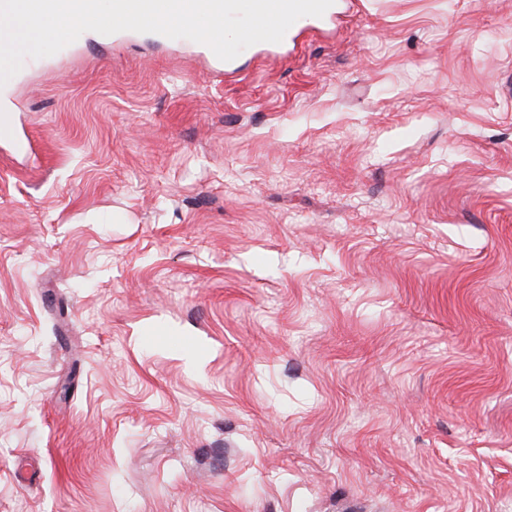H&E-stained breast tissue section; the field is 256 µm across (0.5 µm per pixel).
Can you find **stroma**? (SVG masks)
<instances>
[{
  "instance_id": "35a3bbf8",
  "label": "stroma",
  "mask_w": 512,
  "mask_h": 512,
  "mask_svg": "<svg viewBox=\"0 0 512 512\" xmlns=\"http://www.w3.org/2000/svg\"><path fill=\"white\" fill-rule=\"evenodd\" d=\"M346 2L0 88V512H512V0ZM342 12L340 11L339 9V5L337 3V0L334 2V4L332 6H330L326 11L325 13L323 14V16L321 17H314V16H305V17H302L300 19H298L286 32L283 40L279 43H271V42H261V43H257V44H262L263 46L266 47V49H268L269 51L271 52H279V51H282L283 49L285 48H288V44L291 43V42H294V40L296 39V37L304 32V31H307V30H320L322 28H325L329 25H331L334 20H336V23L338 22V20L340 19V14ZM257 44H254L248 48H246L245 50H243L241 53L247 51V50H250L252 48H254ZM209 48V47H208ZM209 51L211 52V54L213 55V57L219 61V62H223L224 63V68L225 69H232L234 63H235V60L237 59V57L241 54H239L235 59L233 60H230V61H223V60H220L215 54L214 52L209 48Z\"/></svg>"
}]
</instances>
